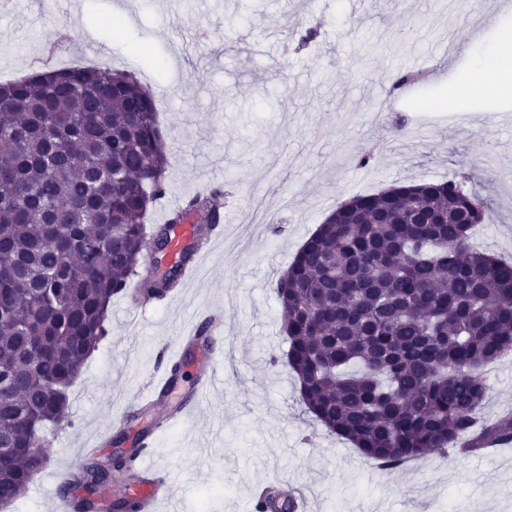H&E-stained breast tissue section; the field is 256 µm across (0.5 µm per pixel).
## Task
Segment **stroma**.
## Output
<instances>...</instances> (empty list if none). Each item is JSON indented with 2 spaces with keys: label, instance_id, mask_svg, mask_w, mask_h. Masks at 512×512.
Returning <instances> with one entry per match:
<instances>
[{
  "label": "stroma",
  "instance_id": "obj_1",
  "mask_svg": "<svg viewBox=\"0 0 512 512\" xmlns=\"http://www.w3.org/2000/svg\"><path fill=\"white\" fill-rule=\"evenodd\" d=\"M484 0L441 14L433 0H0V81L75 61L135 72L163 102L168 198L220 188L238 223L190 287L132 312L115 296L107 334L71 387V423L9 512H53L83 448L115 434L171 338L222 310L223 367L201 411L156 437L151 464L174 489L160 512H250L255 484L293 487L308 512H512V443L496 454L433 451L383 470L329 432L283 364L275 294L295 253L342 200L397 182L465 173L491 206L475 245L512 260V94L475 93L493 48ZM417 75L392 91L390 79ZM372 154L367 167L355 157ZM486 423L512 412V355L485 370Z\"/></svg>",
  "mask_w": 512,
  "mask_h": 512
}]
</instances>
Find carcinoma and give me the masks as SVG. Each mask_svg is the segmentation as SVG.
I'll list each match as a JSON object with an SVG mask.
<instances>
[{
    "instance_id": "carcinoma-1",
    "label": "carcinoma",
    "mask_w": 512,
    "mask_h": 512,
    "mask_svg": "<svg viewBox=\"0 0 512 512\" xmlns=\"http://www.w3.org/2000/svg\"><path fill=\"white\" fill-rule=\"evenodd\" d=\"M159 99L129 72L77 65L0 82V501L24 496L32 449L69 423L68 390L106 335L112 298L153 242L145 217L169 188ZM213 190L169 213L218 219ZM487 199L465 182L392 185L334 211L278 278L288 365L306 411L371 462L397 468L435 449L512 441L484 424L483 369L512 351V264L472 247ZM186 250L138 296L176 288ZM128 455L91 459L61 482L99 512ZM269 492L257 512H294Z\"/></svg>"
}]
</instances>
